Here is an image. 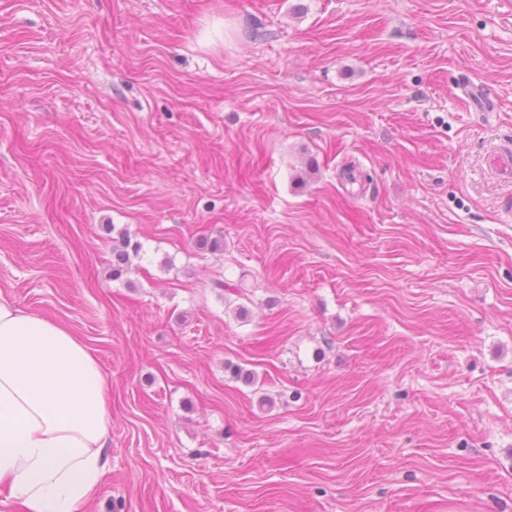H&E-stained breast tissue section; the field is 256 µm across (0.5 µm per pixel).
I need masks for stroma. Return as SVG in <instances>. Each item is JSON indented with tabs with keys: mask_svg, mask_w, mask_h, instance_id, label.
Listing matches in <instances>:
<instances>
[{
	"mask_svg": "<svg viewBox=\"0 0 512 512\" xmlns=\"http://www.w3.org/2000/svg\"><path fill=\"white\" fill-rule=\"evenodd\" d=\"M508 145L512 0H0V298L108 380L89 512H512ZM112 250V279H119L127 274L131 265V256L136 257L139 251V244H131L127 234L120 232L118 241ZM131 247V248H130Z\"/></svg>",
	"mask_w": 512,
	"mask_h": 512,
	"instance_id": "1",
	"label": "stroma"
}]
</instances>
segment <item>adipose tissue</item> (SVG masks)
<instances>
[{
    "mask_svg": "<svg viewBox=\"0 0 512 512\" xmlns=\"http://www.w3.org/2000/svg\"><path fill=\"white\" fill-rule=\"evenodd\" d=\"M110 427L108 384L87 345L0 299V512H88Z\"/></svg>",
    "mask_w": 512,
    "mask_h": 512,
    "instance_id": "adipose-tissue-1",
    "label": "adipose tissue"
}]
</instances>
